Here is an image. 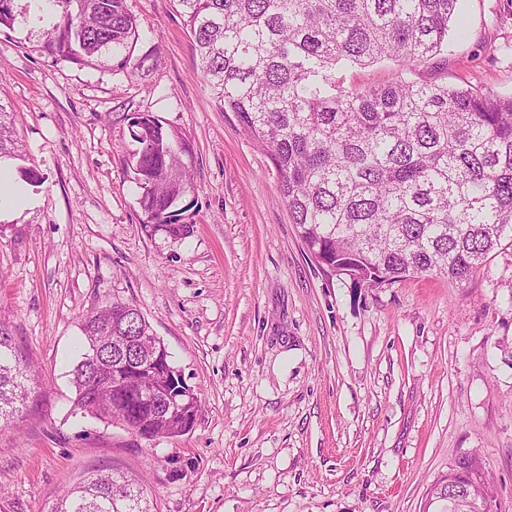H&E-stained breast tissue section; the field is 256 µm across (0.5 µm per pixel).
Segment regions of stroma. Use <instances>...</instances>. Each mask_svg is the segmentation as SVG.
I'll use <instances>...</instances> for the list:
<instances>
[{
    "label": "stroma",
    "instance_id": "1",
    "mask_svg": "<svg viewBox=\"0 0 512 512\" xmlns=\"http://www.w3.org/2000/svg\"><path fill=\"white\" fill-rule=\"evenodd\" d=\"M134 74L49 57L0 32V101L36 167L32 204L0 221V321L38 385L0 432V512H51L99 470L144 477L153 512H427L463 455L492 512H512V241L472 278L377 288L321 269L268 156L215 105L175 0H126ZM423 77L512 95V0H460ZM189 139L192 231L143 223L126 117ZM135 305L201 399L191 431L143 440L74 412L80 324Z\"/></svg>",
    "mask_w": 512,
    "mask_h": 512
}]
</instances>
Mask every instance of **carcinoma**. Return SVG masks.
I'll return each instance as SVG.
<instances>
[{"instance_id":"carcinoma-1","label":"carcinoma","mask_w":512,"mask_h":512,"mask_svg":"<svg viewBox=\"0 0 512 512\" xmlns=\"http://www.w3.org/2000/svg\"><path fill=\"white\" fill-rule=\"evenodd\" d=\"M0 0V30L21 24L48 56L136 72L138 23L125 0ZM217 106L263 150L277 190L315 262L381 286L417 274L462 281L512 234V96L418 76L442 58L458 0H174ZM397 64L381 85L345 72ZM13 113L0 103V160L14 158ZM126 171L143 223L182 239L192 192L183 133L150 114L130 118ZM86 352L72 371L75 408L152 437L185 432L200 399L169 371L170 355L136 306L83 318ZM27 360L0 322V424L30 392ZM153 389L143 400L138 393ZM481 462L459 459L440 494L469 509ZM51 512H152L145 481L96 473L57 495Z\"/></svg>"}]
</instances>
